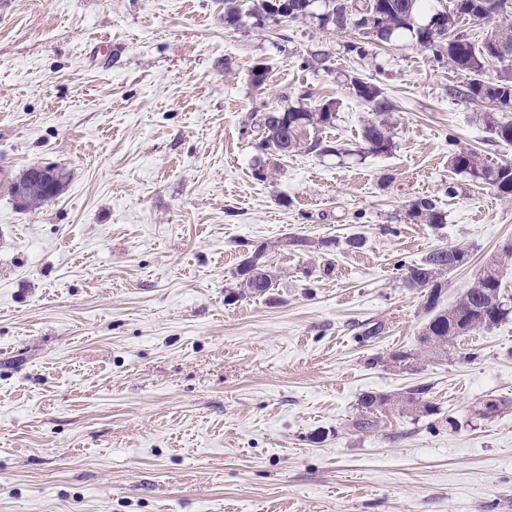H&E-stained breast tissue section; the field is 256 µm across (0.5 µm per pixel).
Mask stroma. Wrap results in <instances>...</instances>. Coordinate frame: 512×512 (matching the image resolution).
<instances>
[{
	"label": "stroma",
	"mask_w": 512,
	"mask_h": 512,
	"mask_svg": "<svg viewBox=\"0 0 512 512\" xmlns=\"http://www.w3.org/2000/svg\"><path fill=\"white\" fill-rule=\"evenodd\" d=\"M347 41L311 19L231 27L224 0H0V512H512V315L390 360L429 318L400 264L467 247L447 308L512 242V199L451 153L512 145L410 35L366 59ZM316 50L326 69L303 68ZM352 75L397 106L390 153H351L370 116ZM303 95L338 101L333 126L255 178L252 112ZM38 164L68 180L19 207ZM422 197L443 224L408 218ZM263 244L274 288L235 299ZM419 385L433 415L353 429L362 394Z\"/></svg>",
	"instance_id": "stroma-1"
}]
</instances>
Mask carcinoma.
Segmentation results:
<instances>
[{
    "label": "carcinoma",
    "mask_w": 512,
    "mask_h": 512,
    "mask_svg": "<svg viewBox=\"0 0 512 512\" xmlns=\"http://www.w3.org/2000/svg\"><path fill=\"white\" fill-rule=\"evenodd\" d=\"M426 0H288V12L276 8V0H257L242 10L239 0H224V23L237 24L242 16L254 19L257 26L269 23L283 25L299 19H315L322 29L332 27L338 32L351 33L355 40L347 50L360 57L369 55L370 48L388 43L392 37L408 32L430 50L435 60L454 72L467 77L460 94L472 100L488 101L500 111H512V22L491 28L481 41H473L459 25L477 18L491 24L507 14L508 0H455L456 12L447 26L433 30L431 20L418 21ZM496 61L501 70L493 81L485 80L486 69ZM350 94L364 103L372 117L364 123L358 152L382 155L394 147L393 126L389 114L396 105L383 89L358 76L349 77ZM338 102L324 100L310 108L285 110L264 109L254 114L258 128L256 148L268 155L286 156L299 145L306 128L322 129L333 125ZM486 128L494 139L512 144V121H501L492 113L483 115ZM450 164L458 173L473 181L494 187L504 198H512V163L497 166L487 164L479 153L459 149L451 155ZM408 217L425 224L443 223L437 202L429 197L413 201ZM267 247L258 246L242 260L237 269V296H264L275 287V277L265 264ZM469 257L462 246H450L429 252L420 261L406 266L405 282L411 288L426 290L425 308L430 314L418 337V351L399 352L390 357L394 363H412L418 357L447 352L448 346L464 333L496 326L512 313V305L502 295L499 266L512 257V245L502 248V256L487 263L479 276L461 293L455 305L438 308L441 279L450 272L448 261H464ZM426 390L418 387L407 393L405 402L396 406L394 397L369 392L359 399V406L369 414L354 423L358 431L378 426L375 416L399 410L413 414L432 415L434 409L424 399Z\"/></svg>",
    "instance_id": "carcinoma-1"
}]
</instances>
